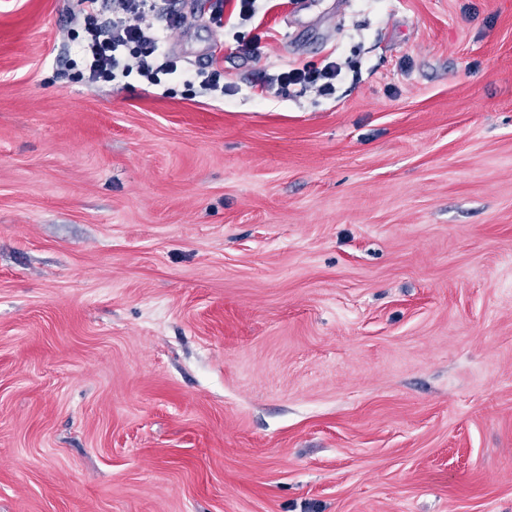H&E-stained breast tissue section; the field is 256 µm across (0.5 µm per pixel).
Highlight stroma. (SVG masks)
<instances>
[{
    "mask_svg": "<svg viewBox=\"0 0 512 512\" xmlns=\"http://www.w3.org/2000/svg\"><path fill=\"white\" fill-rule=\"evenodd\" d=\"M235 5L0 0V512H512V0ZM101 2V3H100ZM169 0H113L109 13L102 0H82L85 24L83 34L68 47V62L81 68L80 75L88 82L112 83L132 73L152 85L161 82L159 75L176 78L187 76L172 54L160 53L159 38L149 13L163 23L164 30L185 25L188 17L173 9ZM188 86L198 83L206 93L220 91V86L209 72L195 71L184 80ZM341 68L336 61H328L318 67H289L267 81V85L261 87L257 97L265 99V93L272 85L290 86L300 85L306 89H315L320 95H332L335 92L336 78L340 75Z\"/></svg>",
    "mask_w": 512,
    "mask_h": 512,
    "instance_id": "stroma-1",
    "label": "stroma"
}]
</instances>
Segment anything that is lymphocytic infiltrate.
Listing matches in <instances>:
<instances>
[{"label": "lymphocytic infiltrate", "mask_w": 512, "mask_h": 512, "mask_svg": "<svg viewBox=\"0 0 512 512\" xmlns=\"http://www.w3.org/2000/svg\"><path fill=\"white\" fill-rule=\"evenodd\" d=\"M85 24L80 39L68 48L71 65L78 67L88 82H114L138 75L148 83L159 84L161 76L185 78L187 85L199 86L206 93L219 91L220 85L206 70L184 75L173 55L161 52L155 23L172 30L185 25L188 18L173 9L171 0H82ZM341 69L329 61L317 67H291L272 75L271 84L298 85L322 95L335 91Z\"/></svg>", "instance_id": "f902f5d3"}]
</instances>
